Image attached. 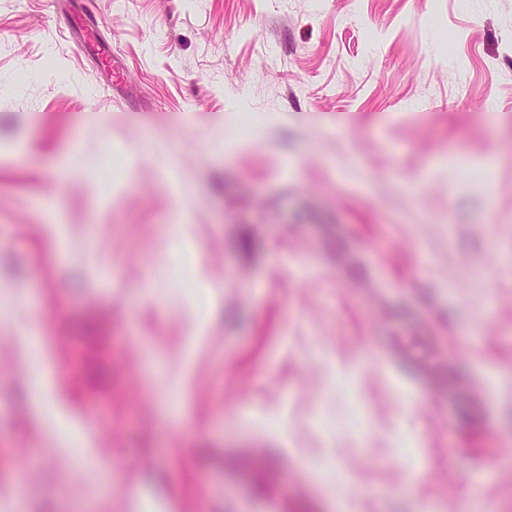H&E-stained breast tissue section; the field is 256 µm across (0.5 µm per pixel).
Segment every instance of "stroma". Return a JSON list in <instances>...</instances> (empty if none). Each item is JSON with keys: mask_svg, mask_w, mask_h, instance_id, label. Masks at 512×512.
<instances>
[{"mask_svg": "<svg viewBox=\"0 0 512 512\" xmlns=\"http://www.w3.org/2000/svg\"><path fill=\"white\" fill-rule=\"evenodd\" d=\"M19 494L512 512V0H0V512Z\"/></svg>", "mask_w": 512, "mask_h": 512, "instance_id": "obj_1", "label": "stroma"}]
</instances>
